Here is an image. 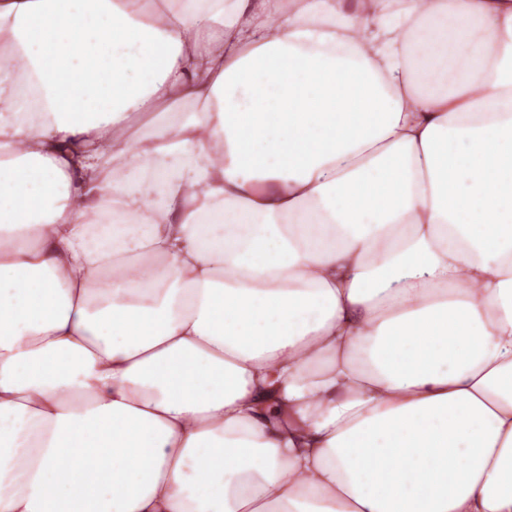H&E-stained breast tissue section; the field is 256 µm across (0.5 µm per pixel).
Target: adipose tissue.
I'll return each mask as SVG.
<instances>
[{
	"mask_svg": "<svg viewBox=\"0 0 512 512\" xmlns=\"http://www.w3.org/2000/svg\"><path fill=\"white\" fill-rule=\"evenodd\" d=\"M0 49V512H512V0Z\"/></svg>",
	"mask_w": 512,
	"mask_h": 512,
	"instance_id": "1",
	"label": "adipose tissue"
}]
</instances>
